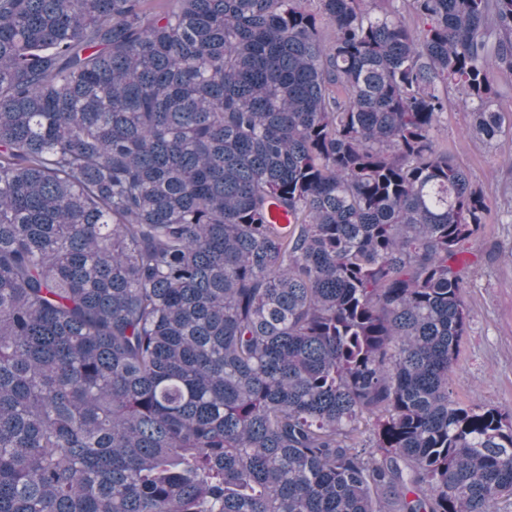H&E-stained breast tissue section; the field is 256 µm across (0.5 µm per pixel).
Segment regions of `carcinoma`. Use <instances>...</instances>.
I'll list each match as a JSON object with an SVG mask.
<instances>
[{"mask_svg":"<svg viewBox=\"0 0 512 512\" xmlns=\"http://www.w3.org/2000/svg\"><path fill=\"white\" fill-rule=\"evenodd\" d=\"M303 2L0 0V512L512 500L436 144L512 136V0ZM493 83L497 91L494 107L499 112H503L510 120L512 117V74L495 73Z\"/></svg>","mask_w":512,"mask_h":512,"instance_id":"carcinoma-1","label":"carcinoma"}]
</instances>
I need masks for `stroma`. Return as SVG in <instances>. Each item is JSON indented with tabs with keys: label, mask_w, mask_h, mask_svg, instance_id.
Here are the masks:
<instances>
[{
	"label": "stroma",
	"mask_w": 512,
	"mask_h": 512,
	"mask_svg": "<svg viewBox=\"0 0 512 512\" xmlns=\"http://www.w3.org/2000/svg\"><path fill=\"white\" fill-rule=\"evenodd\" d=\"M469 116L458 93H450L448 114L437 132L447 152L482 188L489 212L481 235L471 241L464 257L472 261L469 283L470 321L460 346L452 388L467 404H488L512 413V151L506 141L500 151L488 150L467 135Z\"/></svg>",
	"instance_id": "stroma-1"
}]
</instances>
